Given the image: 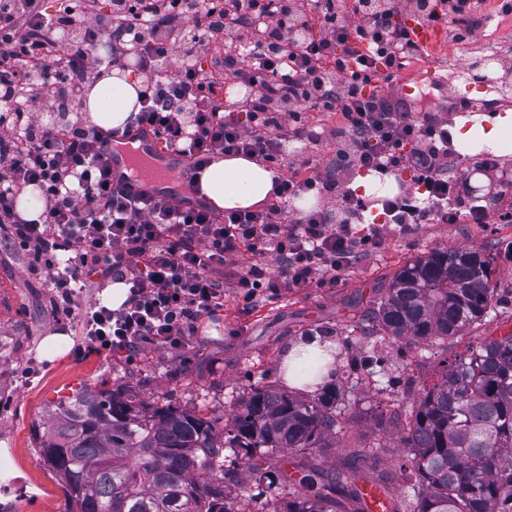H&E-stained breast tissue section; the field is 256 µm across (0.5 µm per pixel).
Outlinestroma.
<instances>
[{"mask_svg":"<svg viewBox=\"0 0 512 512\" xmlns=\"http://www.w3.org/2000/svg\"><path fill=\"white\" fill-rule=\"evenodd\" d=\"M496 4L484 0L482 11L492 20L475 32L474 48L441 41L432 73L447 75L452 61L474 62L479 48L489 45L498 48L500 60H512V15L498 14ZM478 246L493 253V279L503 302L497 317L449 339L451 359L468 355L500 326L512 331V222L494 217L486 224H423L410 236L387 230L335 280L264 291L249 302L225 289L223 309L203 319L202 330L183 349L151 347L131 357L80 352L74 323L58 319L54 290L30 273L26 252L0 246V448L10 450L9 457H0V471L17 473L0 483V512H64L62 481L40 462L34 433L70 380L101 390L123 388L221 420L251 385L280 384L283 353L311 335L326 334L335 342L337 367L352 365L356 375L369 367L375 371L373 383L357 382L356 375L343 383L350 398L336 433V458L347 447L378 438L390 443L388 466L398 470L405 461L397 443L406 415L423 385L436 380L437 361L406 341L361 335L356 323L378 283L406 260L434 248ZM54 333L65 334L69 343L62 356L49 360L40 344Z\"/></svg>","mask_w":512,"mask_h":512,"instance_id":"1","label":"stroma"}]
</instances>
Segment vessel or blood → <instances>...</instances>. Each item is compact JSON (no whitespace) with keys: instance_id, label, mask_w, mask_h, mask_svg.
I'll return each instance as SVG.
<instances>
[{"instance_id":"b4317fda","label":"vessel or blood","mask_w":512,"mask_h":512,"mask_svg":"<svg viewBox=\"0 0 512 512\" xmlns=\"http://www.w3.org/2000/svg\"><path fill=\"white\" fill-rule=\"evenodd\" d=\"M113 180L146 197L173 195L187 199L192 192L189 170L181 155L162 149L153 133L130 134L121 142H108Z\"/></svg>"}]
</instances>
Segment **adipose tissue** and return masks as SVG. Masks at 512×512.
<instances>
[{
  "label": "adipose tissue",
  "instance_id": "adipose-tissue-1",
  "mask_svg": "<svg viewBox=\"0 0 512 512\" xmlns=\"http://www.w3.org/2000/svg\"><path fill=\"white\" fill-rule=\"evenodd\" d=\"M139 90V84L120 70L102 67L87 94L86 114L101 127H124L131 113L139 109ZM510 133L512 109L461 117L454 129L457 147L465 155L485 148L499 150ZM277 177V170L261 160L223 157L202 172L199 183L202 194L216 209H253L269 202ZM335 360V342L313 337L290 346L281 361L280 376L288 387L314 391L329 380Z\"/></svg>",
  "mask_w": 512,
  "mask_h": 512
}]
</instances>
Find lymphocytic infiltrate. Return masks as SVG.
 I'll use <instances>...</instances> for the list:
<instances>
[{
    "mask_svg": "<svg viewBox=\"0 0 512 512\" xmlns=\"http://www.w3.org/2000/svg\"><path fill=\"white\" fill-rule=\"evenodd\" d=\"M0 0V242L19 243L33 274L58 296L57 313L78 317L91 349L129 356L145 347L179 350L201 320L224 307V282L245 298L263 288H304L335 279L356 249L380 239L381 228L357 237L350 224L365 205L342 188L344 174H416L415 187L386 200L389 223L402 234L422 224H485L489 210L469 198L466 179L448 174V119L412 113L373 81L421 53L408 19L449 24V41L471 34L472 0ZM107 41L113 66H134L141 107L133 127L151 126L199 177L215 157L252 155L277 161L289 142H336L327 176L300 177L301 156L280 176L274 203L216 215L204 202L136 198L113 184L104 146L116 130L65 122L99 75L96 48ZM183 44L174 69L166 60ZM218 45L221 55L205 59ZM247 90L245 121L225 117L218 77ZM340 112L327 131L312 111ZM42 195L38 219L16 203L27 187ZM339 200L348 220L330 225L323 210L288 220L304 194ZM251 261H242L243 253ZM272 252L276 272L259 255ZM120 281L129 294L119 308L93 302L78 310L90 279Z\"/></svg>",
    "mask_w": 512,
    "mask_h": 512,
    "instance_id": "1",
    "label": "lymphocytic infiltrate"
}]
</instances>
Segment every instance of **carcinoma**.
<instances>
[{"label": "carcinoma", "mask_w": 512, "mask_h": 512, "mask_svg": "<svg viewBox=\"0 0 512 512\" xmlns=\"http://www.w3.org/2000/svg\"><path fill=\"white\" fill-rule=\"evenodd\" d=\"M492 272L482 247L435 248L377 289L359 322L367 336L438 346L496 311ZM440 366L400 435L412 512H512V333ZM341 402L336 383L302 396L255 385L220 428L191 409L84 386L53 404L36 443L64 483L65 512H367L361 482L398 512L382 445L325 464ZM242 465L261 490L230 501L224 485Z\"/></svg>", "instance_id": "1"}]
</instances>
